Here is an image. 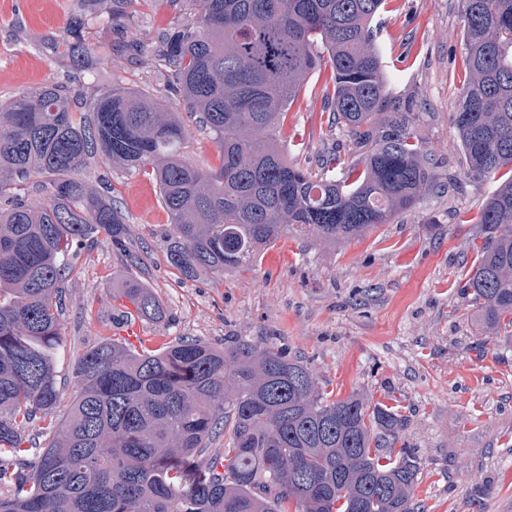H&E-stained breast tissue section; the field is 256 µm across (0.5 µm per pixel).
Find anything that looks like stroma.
<instances>
[{
    "instance_id": "obj_1",
    "label": "stroma",
    "mask_w": 512,
    "mask_h": 512,
    "mask_svg": "<svg viewBox=\"0 0 512 512\" xmlns=\"http://www.w3.org/2000/svg\"><path fill=\"white\" fill-rule=\"evenodd\" d=\"M77 2L0 0L1 101L67 80L84 91L161 89L148 47L178 16L169 0L98 17L89 29L101 56L92 75L74 71L55 46ZM380 21L389 109L417 113L413 131L437 175L459 179L460 189L424 197L358 237L332 245L291 237L247 269L186 280L167 259L171 226L155 181L97 160L89 174L104 179L125 214L129 251L101 240L76 262L55 417L73 397L78 356L118 336L122 307L112 294L136 279L166 308L162 321L145 324L160 342L184 336L220 347L238 336L301 358L334 399L397 400L409 419L398 444L420 458L413 498L424 512H512V336L485 335L462 293L479 240L472 218L492 187L466 178L453 123L464 78L461 2L385 0ZM330 76L325 62L310 74L277 135L289 161L304 168L321 153L352 147L329 127ZM130 253L138 267L129 266Z\"/></svg>"
}]
</instances>
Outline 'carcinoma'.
<instances>
[{
	"label": "carcinoma",
	"mask_w": 512,
	"mask_h": 512,
	"mask_svg": "<svg viewBox=\"0 0 512 512\" xmlns=\"http://www.w3.org/2000/svg\"><path fill=\"white\" fill-rule=\"evenodd\" d=\"M79 2L57 46L90 72V16L134 0ZM383 2L171 0L184 19L161 36L160 73L216 140V169L185 158L188 129L166 96L57 83L0 103V512H419V457L392 451L407 426L399 409L330 399L300 358L249 339L137 348L105 337L73 366L67 415L52 416L75 258L101 235L126 250L121 209L85 175L98 157L154 178L167 258L185 280L222 276L292 234L359 236L458 187L427 162L415 113L385 112ZM461 3L453 121L467 176L496 183L463 294L485 330L509 335L512 0ZM321 52L331 125L356 150L321 156L313 173L288 162L273 131ZM122 293L142 319L165 317L151 289Z\"/></svg>",
	"instance_id": "1"
}]
</instances>
